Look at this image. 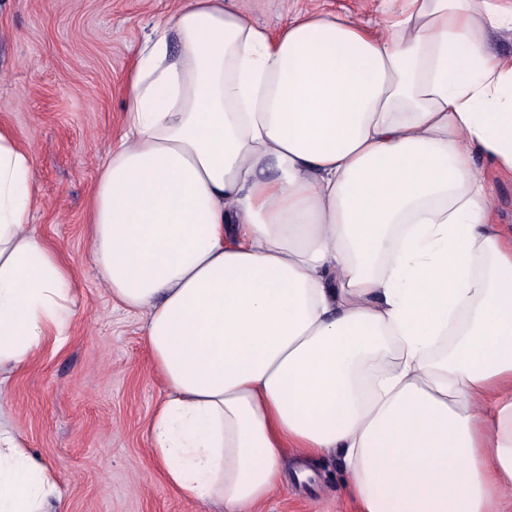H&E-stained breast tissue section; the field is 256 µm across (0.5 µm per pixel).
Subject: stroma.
<instances>
[{"instance_id": "obj_1", "label": "stroma", "mask_w": 512, "mask_h": 512, "mask_svg": "<svg viewBox=\"0 0 512 512\" xmlns=\"http://www.w3.org/2000/svg\"><path fill=\"white\" fill-rule=\"evenodd\" d=\"M382 22L381 0H299ZM176 0H0V124L31 146L39 205L31 226L67 264L76 293L70 338L4 385L11 424L60 478L63 512L202 509L156 465L148 425L166 390L150 368L144 317L117 305L88 259L89 202L123 132L138 47ZM336 456L288 461L258 512H359Z\"/></svg>"}]
</instances>
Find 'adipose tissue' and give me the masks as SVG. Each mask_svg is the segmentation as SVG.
<instances>
[{"label": "adipose tissue", "instance_id": "adipose-tissue-1", "mask_svg": "<svg viewBox=\"0 0 512 512\" xmlns=\"http://www.w3.org/2000/svg\"><path fill=\"white\" fill-rule=\"evenodd\" d=\"M370 28L278 34L182 0L140 46L91 202L90 256L145 313L166 482L224 512L337 454L360 512H501L512 489V0H385ZM33 157L0 128V369L69 338L68 268L30 229ZM0 420V512H61ZM491 180L496 208V223L506 237H512V180L497 178L487 171Z\"/></svg>", "mask_w": 512, "mask_h": 512}]
</instances>
